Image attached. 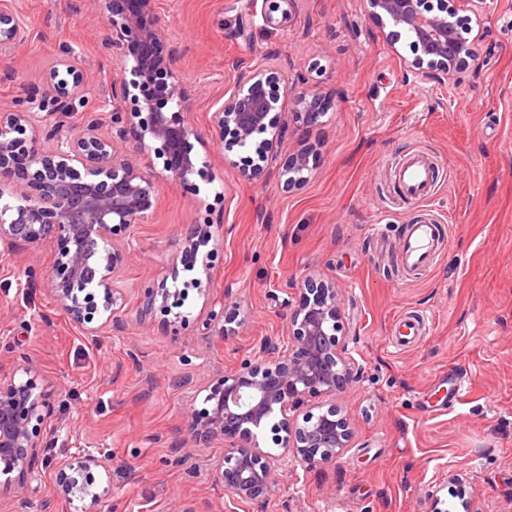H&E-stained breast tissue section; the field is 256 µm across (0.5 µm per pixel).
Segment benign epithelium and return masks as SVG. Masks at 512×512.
<instances>
[{"label": "benign epithelium", "mask_w": 512, "mask_h": 512, "mask_svg": "<svg viewBox=\"0 0 512 512\" xmlns=\"http://www.w3.org/2000/svg\"><path fill=\"white\" fill-rule=\"evenodd\" d=\"M457 0H446L437 14L422 8V0H367L369 14L381 24L390 23L409 33L419 54L404 61L416 77L450 76L469 64L475 47L456 29ZM155 0H104L103 47L133 79L123 85L122 96L137 90V108L127 112L112 104L114 135L99 133L90 121L75 133L56 136L52 150L37 144V129L45 118L35 112L0 114V241L11 245L48 241L55 261L48 277L52 292L73 320L94 333V320L118 329L124 293L114 284L117 268L130 252L132 225L144 222L157 201L153 176L145 174L133 156L119 143L134 139L136 152L154 153L163 160L164 171L183 183L210 166L209 156H200L195 146L205 147V137H230L240 147L266 134L282 131L281 99L293 100L295 120L307 127L321 124L325 113L323 92L303 90L283 80V94L271 89L273 76L257 69L246 83L230 95L214 113L208 135L187 118L188 97L181 90L178 57L162 59L155 47L165 39V21L155 11ZM23 30L12 12L0 10V63L6 62ZM66 74L52 84L58 104L83 97V78L68 62ZM312 155L300 152L281 171L285 183L303 180L313 170ZM268 157L247 156L240 168L248 180L267 173ZM214 236L210 224H190L184 250L196 252ZM196 288L208 296L197 278L183 281V288L163 285L144 290V311L158 309L166 316L167 332L179 336L190 326L188 316L172 312ZM102 300H96V290ZM300 300L288 323L290 342L286 350L270 347L263 355L243 362L231 374H220L204 386V407H195L197 396L187 401L185 430L199 445L224 444V455L211 467L213 481L224 485L242 502L268 499L275 492L282 461L291 457L304 469L331 462L353 435L341 411L331 405L318 415L307 413L298 422L297 412L308 398L334 396L354 379L353 362L345 343L337 336L341 307L339 291L332 282L307 277L299 289ZM240 309L224 311L212 303L196 318V330L222 338L236 335L241 325ZM0 483L18 484L27 490L11 512H51L50 501L38 497L39 451L49 447L46 426L52 414L53 393L40 378L25 353L8 339H0ZM279 433L282 452L270 453L260 446L259 434L271 419ZM111 477L109 455L70 456L54 464L60 494L74 512H97L100 493L95 491L92 468Z\"/></svg>", "instance_id": "obj_1"}]
</instances>
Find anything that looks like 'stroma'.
<instances>
[{
	"label": "stroma",
	"instance_id": "stroma-1",
	"mask_svg": "<svg viewBox=\"0 0 512 512\" xmlns=\"http://www.w3.org/2000/svg\"><path fill=\"white\" fill-rule=\"evenodd\" d=\"M281 0H157L163 53H176L190 121L206 129L216 109L261 67L326 94L322 125L303 129L284 103L286 129L242 148L208 144L207 180L189 186L138 156L153 175L157 205L134 225L137 247L115 281L125 292L120 330L91 336L51 292L52 244L0 242V337L18 343L54 392L55 432L43 455L42 493L52 512H70L53 462L85 452L112 455L96 472L98 512H512V0H457L478 35L474 61L445 79L407 74L408 34L392 36L365 0H296L286 22L262 17ZM25 31L0 74V113H47L50 75L69 60L84 93L104 107L130 73L102 46L98 0H0ZM318 148L308 178L278 176L290 156ZM426 153L441 186L425 204L406 199L390 176L412 150ZM264 151L265 180L248 181L239 161ZM430 209L444 244L425 271L400 260L407 224ZM381 233H374V224ZM212 224L209 296L189 289L182 310L204 300L239 308L229 338L168 334L160 312L145 314L143 290L172 279L187 225ZM36 277L20 283L24 269ZM335 283L340 333L355 362L336 397L313 398L304 412L337 406L354 429L330 464L280 472L266 503L236 501L222 485L192 479L170 459L208 469L222 443L197 446L184 430L187 399L212 375L232 373L265 341L288 344V320L305 276ZM426 321L404 350L389 340L399 313Z\"/></svg>",
	"mask_w": 512,
	"mask_h": 512
}]
</instances>
